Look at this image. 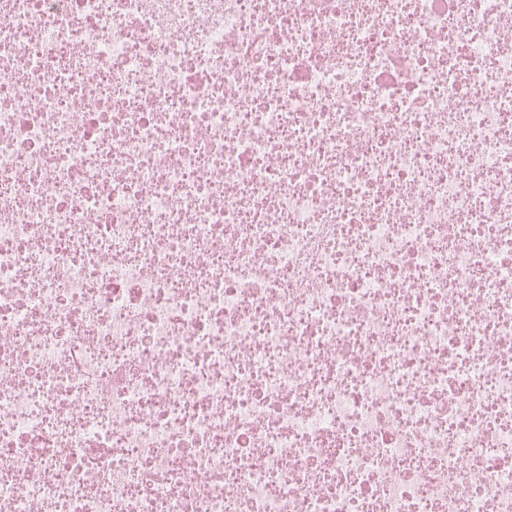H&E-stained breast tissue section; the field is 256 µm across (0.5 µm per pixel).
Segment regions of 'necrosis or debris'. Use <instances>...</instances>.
Returning a JSON list of instances; mask_svg holds the SVG:
<instances>
[{
	"instance_id": "4bbe7bcc",
	"label": "necrosis or debris",
	"mask_w": 512,
	"mask_h": 512,
	"mask_svg": "<svg viewBox=\"0 0 512 512\" xmlns=\"http://www.w3.org/2000/svg\"><path fill=\"white\" fill-rule=\"evenodd\" d=\"M0 512H512V0H0Z\"/></svg>"
}]
</instances>
